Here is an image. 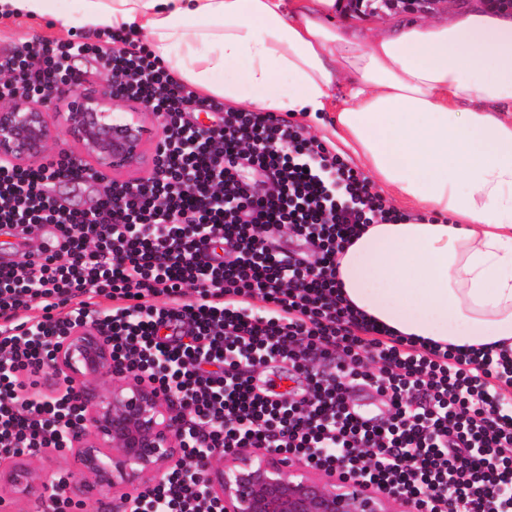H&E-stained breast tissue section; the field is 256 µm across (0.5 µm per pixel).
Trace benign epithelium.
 I'll use <instances>...</instances> for the list:
<instances>
[{"instance_id":"1","label":"benign epithelium","mask_w":512,"mask_h":512,"mask_svg":"<svg viewBox=\"0 0 512 512\" xmlns=\"http://www.w3.org/2000/svg\"><path fill=\"white\" fill-rule=\"evenodd\" d=\"M447 0H386V8L430 15ZM57 89L39 99L17 97L0 106V161L15 165L42 158L62 131L78 145L70 165L93 161L101 169L143 162V130L156 116L143 104L118 102L110 85L76 93L58 121L49 118ZM63 377L82 410L73 441L87 475L98 484L137 489L159 480L180 462L182 416L174 403L112 360L107 336L88 325L63 337L47 369L48 382ZM0 476L18 497H32L43 512L54 499L53 481L37 480L30 467L0 460ZM211 491L224 512H400L402 500L371 489L356 490L334 472L298 466L280 452L231 448L206 461Z\"/></svg>"}]
</instances>
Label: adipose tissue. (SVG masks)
Returning <instances> with one entry per match:
<instances>
[{"instance_id": "obj_1", "label": "adipose tissue", "mask_w": 512, "mask_h": 512, "mask_svg": "<svg viewBox=\"0 0 512 512\" xmlns=\"http://www.w3.org/2000/svg\"><path fill=\"white\" fill-rule=\"evenodd\" d=\"M342 0H0V22L134 30L206 97L330 132L425 221L372 224L339 257L343 294L396 334L512 349V15L334 23Z\"/></svg>"}]
</instances>
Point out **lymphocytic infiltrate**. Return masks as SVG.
I'll use <instances>...</instances> for the list:
<instances>
[{
	"mask_svg": "<svg viewBox=\"0 0 512 512\" xmlns=\"http://www.w3.org/2000/svg\"><path fill=\"white\" fill-rule=\"evenodd\" d=\"M81 54L150 103L162 136L146 176L78 170L102 187L87 211L48 193L65 157L0 161V228L60 234L54 252L0 266V458L71 447L74 396H26L20 376L40 377L56 340L94 323L113 359L184 411L183 464L139 489L130 512H224L191 461L230 448L288 453L411 512H512V351L393 334L342 293L350 240L406 214L306 126L201 101L131 31L30 42L8 59L17 77L0 81V99L79 84ZM201 106L210 127L192 119ZM357 389L379 396L373 417L356 412Z\"/></svg>",
	"mask_w": 512,
	"mask_h": 512,
	"instance_id": "f902f5d3",
	"label": "lymphocytic infiltrate"
}]
</instances>
